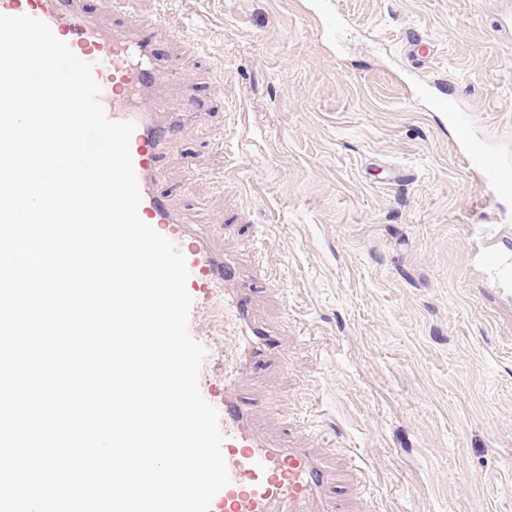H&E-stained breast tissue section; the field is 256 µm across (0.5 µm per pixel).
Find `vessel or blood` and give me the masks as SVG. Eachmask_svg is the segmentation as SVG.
Here are the masks:
<instances>
[{
	"label": "vessel or blood",
	"mask_w": 512,
	"mask_h": 512,
	"mask_svg": "<svg viewBox=\"0 0 512 512\" xmlns=\"http://www.w3.org/2000/svg\"><path fill=\"white\" fill-rule=\"evenodd\" d=\"M0 13L45 21L77 57L91 64L108 118L135 123L130 152L142 194L139 216L186 259V287L193 299L190 334L202 333L201 308L217 300L223 303L224 333L236 339L224 352V398L217 407L231 482L219 491V503L209 512H341L334 467L309 449L291 448L266 436L254 420L243 381L259 359L276 351L278 339L274 329L253 319L251 281L230 257L215 253L206 236L192 230L156 190L164 154L181 122L161 90L159 76L167 65L158 56L153 35L132 20L118 27L103 22L86 9L84 0H0ZM463 160L491 200L512 197L511 158L473 146ZM482 234L484 258L512 281V259L504 258L496 233L486 228Z\"/></svg>",
	"instance_id": "obj_1"
}]
</instances>
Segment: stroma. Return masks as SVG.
<instances>
[{"label":"stroma","mask_w":512,"mask_h":512,"mask_svg":"<svg viewBox=\"0 0 512 512\" xmlns=\"http://www.w3.org/2000/svg\"><path fill=\"white\" fill-rule=\"evenodd\" d=\"M134 15L192 91L158 192L258 277L283 360L247 389L267 430L335 458L343 512H512V306L484 292L481 225L512 243L419 95L460 102L512 155V31L500 0H85ZM416 32L425 57L408 54ZM202 315V395L224 335Z\"/></svg>","instance_id":"35a3bbf8"}]
</instances>
